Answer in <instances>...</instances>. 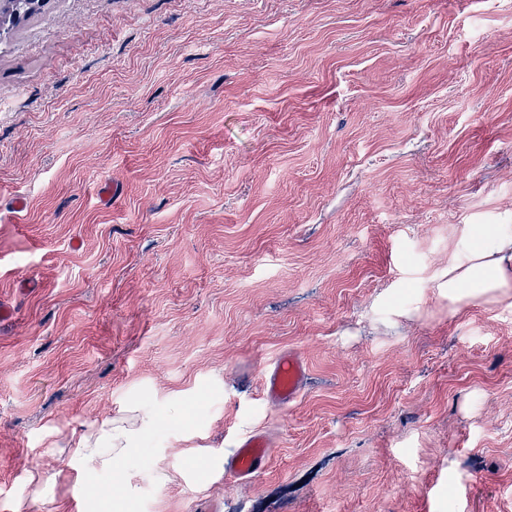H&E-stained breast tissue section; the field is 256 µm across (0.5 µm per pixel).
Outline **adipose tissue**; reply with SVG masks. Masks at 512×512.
Listing matches in <instances>:
<instances>
[{
    "instance_id": "ef3b65f1",
    "label": "adipose tissue",
    "mask_w": 512,
    "mask_h": 512,
    "mask_svg": "<svg viewBox=\"0 0 512 512\" xmlns=\"http://www.w3.org/2000/svg\"><path fill=\"white\" fill-rule=\"evenodd\" d=\"M469 234L474 247L465 257L449 263L446 277L437 281L439 290L447 292L455 304L512 295V235L498 232L493 224L475 225ZM153 420L149 412L137 424L126 418L108 419L77 439L72 456L95 460L106 469H119Z\"/></svg>"
}]
</instances>
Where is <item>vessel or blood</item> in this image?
Returning <instances> with one entry per match:
<instances>
[{
  "instance_id": "b4317fda",
  "label": "vessel or blood",
  "mask_w": 512,
  "mask_h": 512,
  "mask_svg": "<svg viewBox=\"0 0 512 512\" xmlns=\"http://www.w3.org/2000/svg\"><path fill=\"white\" fill-rule=\"evenodd\" d=\"M308 379V366L302 351L288 349L278 352L264 376L265 400L278 408L297 401ZM271 461L266 434L253 432L241 438L234 454L226 461L225 470L239 480H250L264 471Z\"/></svg>"
}]
</instances>
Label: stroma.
Listing matches in <instances>:
<instances>
[{
	"label": "stroma",
	"instance_id": "obj_1",
	"mask_svg": "<svg viewBox=\"0 0 512 512\" xmlns=\"http://www.w3.org/2000/svg\"><path fill=\"white\" fill-rule=\"evenodd\" d=\"M510 222L512 0H43L0 39V512H512V304L435 288ZM308 376L302 351L288 349L278 352L262 381L265 400L272 406L287 408L301 395ZM154 415L146 411L136 427L127 418H111L98 429L82 434L73 445L72 459H92L106 469L118 470L150 427ZM271 461L266 434L253 432L238 441L235 453L225 462V470L238 480H251Z\"/></svg>",
	"mask_w": 512,
	"mask_h": 512
}]
</instances>
